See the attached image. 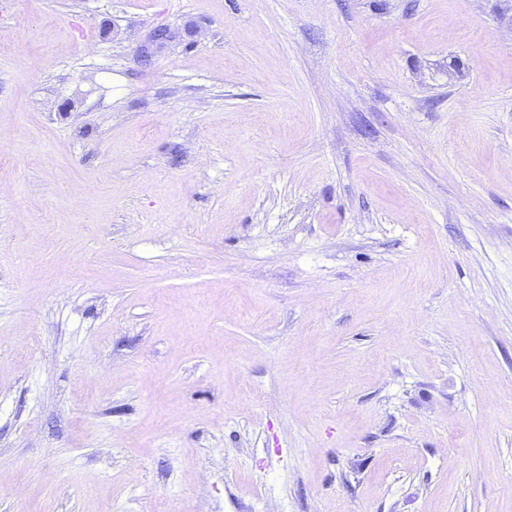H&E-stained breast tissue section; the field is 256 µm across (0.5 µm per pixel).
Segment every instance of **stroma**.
Instances as JSON below:
<instances>
[{"label": "stroma", "instance_id": "35a3bbf8", "mask_svg": "<svg viewBox=\"0 0 512 512\" xmlns=\"http://www.w3.org/2000/svg\"><path fill=\"white\" fill-rule=\"evenodd\" d=\"M0 460V512H512V0H0Z\"/></svg>", "mask_w": 512, "mask_h": 512}]
</instances>
